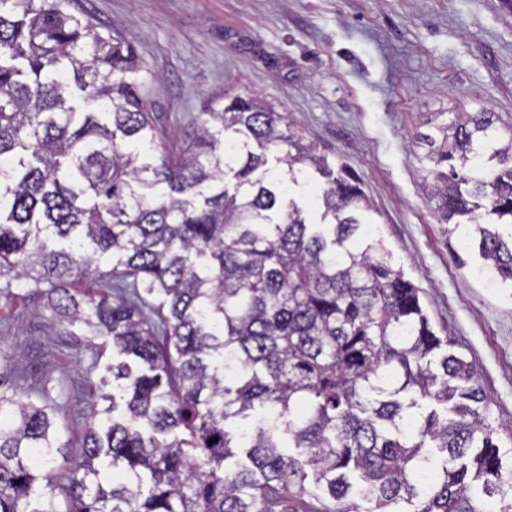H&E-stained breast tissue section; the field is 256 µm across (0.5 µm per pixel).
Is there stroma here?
<instances>
[{
    "instance_id": "1",
    "label": "stroma",
    "mask_w": 512,
    "mask_h": 512,
    "mask_svg": "<svg viewBox=\"0 0 512 512\" xmlns=\"http://www.w3.org/2000/svg\"><path fill=\"white\" fill-rule=\"evenodd\" d=\"M126 35L152 72L149 105L175 138L205 98L260 94L370 201L365 241L381 242L419 290L438 334L471 361L502 444L512 443V288L477 271L444 232L414 134L423 113L487 106L512 122V0H77ZM31 284L0 294V369L19 395L48 380L74 434L111 354L92 360L83 324L63 331Z\"/></svg>"
}]
</instances>
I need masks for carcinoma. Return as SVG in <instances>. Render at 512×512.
Segmentation results:
<instances>
[{
    "label": "carcinoma",
    "instance_id": "carcinoma-1",
    "mask_svg": "<svg viewBox=\"0 0 512 512\" xmlns=\"http://www.w3.org/2000/svg\"><path fill=\"white\" fill-rule=\"evenodd\" d=\"M151 77L74 0H0V268L122 357L58 466L64 406L0 373V512H512L476 371L361 242L346 167L257 95L208 98L173 141ZM422 125L423 189L512 284V124ZM307 169L318 224L289 198Z\"/></svg>",
    "mask_w": 512,
    "mask_h": 512
}]
</instances>
